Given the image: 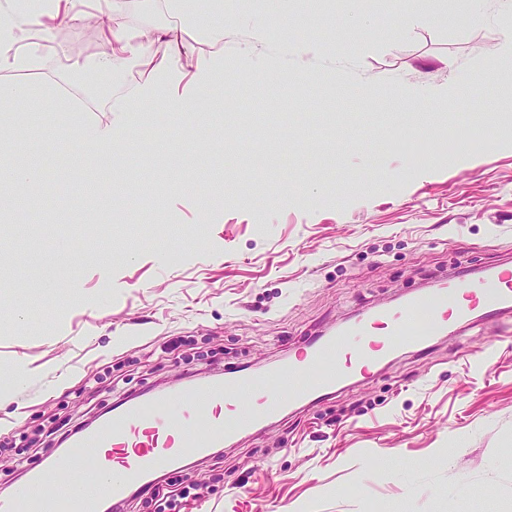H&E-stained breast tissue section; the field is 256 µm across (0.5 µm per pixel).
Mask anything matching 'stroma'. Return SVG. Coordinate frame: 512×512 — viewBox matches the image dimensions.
<instances>
[{
    "instance_id": "1",
    "label": "stroma",
    "mask_w": 512,
    "mask_h": 512,
    "mask_svg": "<svg viewBox=\"0 0 512 512\" xmlns=\"http://www.w3.org/2000/svg\"><path fill=\"white\" fill-rule=\"evenodd\" d=\"M479 5L476 20L458 0H416L410 17L403 0H360L350 23L346 0H286L255 45L265 0H214L225 70L253 53L276 74L209 88L182 118L139 107L113 160L73 166V146L48 136L111 113L27 108L14 161L46 178L0 226V491L66 450L55 423L80 430L157 386L265 370L370 307L512 262V132L487 138L512 117V62L495 52L512 15ZM167 22L129 0L119 26L148 38ZM403 22L404 39L386 36ZM292 37L313 51L285 52ZM97 52L54 38L45 69L87 74ZM431 85L447 97L422 100ZM91 179L86 224L60 199ZM188 479L207 493L184 512H512V317L398 350L369 380L212 449Z\"/></svg>"
}]
</instances>
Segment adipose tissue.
Returning <instances> with one entry per match:
<instances>
[{
	"label": "adipose tissue",
	"mask_w": 512,
	"mask_h": 512,
	"mask_svg": "<svg viewBox=\"0 0 512 512\" xmlns=\"http://www.w3.org/2000/svg\"><path fill=\"white\" fill-rule=\"evenodd\" d=\"M85 0H0V112L12 107H23L36 101L51 111H76L74 100L64 94L57 78L42 74L41 50L53 35L58 20L81 21ZM169 16L167 26L158 28L153 37L144 39L123 30L106 28L93 62L103 74H111L127 62L135 63L141 78L131 95L110 94L105 103L113 114L111 124L97 131L83 126H64L56 130V137L75 146L73 164H81L89 147L100 151L111 150L113 142L129 137L128 116L134 104L163 103L173 114L182 116L191 111L201 92L223 84L224 26L205 21L199 9L200 0H162ZM185 26L198 27L204 49L195 58L193 75H186L179 57L171 54L173 32ZM34 74V81H11L14 73ZM42 176L38 167L17 166L8 158L0 159V182L14 190L12 199L0 196V223H11L13 214L25 202L28 192L38 186Z\"/></svg>",
	"instance_id": "obj_1"
}]
</instances>
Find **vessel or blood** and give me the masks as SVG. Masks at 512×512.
Instances as JSON below:
<instances>
[{
    "label": "vessel or blood",
    "instance_id": "vessel-or-blood-1",
    "mask_svg": "<svg viewBox=\"0 0 512 512\" xmlns=\"http://www.w3.org/2000/svg\"><path fill=\"white\" fill-rule=\"evenodd\" d=\"M510 311L512 265L505 263L488 276H460L396 307L377 308L268 372L177 388L144 405L123 404L111 418L75 434L71 450L47 455L43 470L32 471L25 485L0 498V512H18L23 504L32 512H98L96 497L83 491L82 484L90 462L102 467L113 457L122 467L107 479L106 488L114 503H122L132 484L171 466L189 469L211 449L280 416L287 407L319 402L347 380L367 377L401 345L425 346L452 334L455 324L475 313L488 318ZM47 470L71 480L67 502L41 495Z\"/></svg>",
    "mask_w": 512,
    "mask_h": 512
}]
</instances>
